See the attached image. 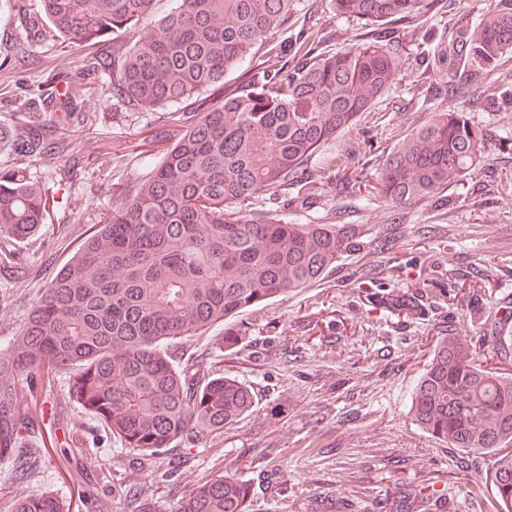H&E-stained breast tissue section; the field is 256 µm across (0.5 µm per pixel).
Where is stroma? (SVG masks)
I'll return each instance as SVG.
<instances>
[{
  "label": "stroma",
  "instance_id": "1",
  "mask_svg": "<svg viewBox=\"0 0 512 512\" xmlns=\"http://www.w3.org/2000/svg\"><path fill=\"white\" fill-rule=\"evenodd\" d=\"M298 7L330 33L328 48L351 47L364 29L337 16L331 0H299ZM39 12L40 0H0V126H10L22 109L17 77L37 86L57 72L69 74V91L90 120L68 147L70 166L42 158L30 168L35 179L65 192L50 220L17 244L13 264L0 270V354L9 352L41 289L111 210L115 187L150 178L162 159L150 136L173 139L176 117L197 109L182 102L156 112L129 110L112 76L84 71L86 57L111 54V43L73 46L30 36L24 18ZM476 12L475 0H436L424 16L396 28L404 39L423 28L444 41ZM450 82L447 68L429 74L420 59L404 61L389 93L308 165L315 171L332 159L374 181L377 164L401 138L433 112L463 108L489 142L471 175L449 185L445 204L392 207L359 194L340 196L332 180L318 181L309 208L285 207L267 195L254 200V208L280 210L292 224L358 225L366 237L387 239L388 248L340 258L307 288L240 314L239 342L224 352L212 348L224 333L220 325L179 342V349L253 388L249 416L195 446L168 449L185 463L165 477L142 469L137 452L56 381L43 394L44 421L66 454L45 461L24 482L25 492L52 494L70 512H128L124 492L139 488L154 512H172L191 485L224 474L248 484L249 512H381L390 500L420 512H506L489 478L491 458L448 447L410 411L429 355L444 336L466 348L484 337L476 356L494 366V318L512 300V104H490L479 89L424 104L429 85L445 90ZM88 165L97 178L82 177ZM452 274L459 288L453 305L426 316L386 313L367 300L374 291L410 293L419 281L441 284ZM479 283L484 294L471 296Z\"/></svg>",
  "mask_w": 512,
  "mask_h": 512
}]
</instances>
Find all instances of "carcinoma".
Masks as SVG:
<instances>
[{"instance_id": "obj_1", "label": "carcinoma", "mask_w": 512, "mask_h": 512, "mask_svg": "<svg viewBox=\"0 0 512 512\" xmlns=\"http://www.w3.org/2000/svg\"><path fill=\"white\" fill-rule=\"evenodd\" d=\"M337 14L365 21L355 47L326 53L323 38L301 24L283 44L259 53L268 37L291 28L296 0H178L153 20L156 0H41L39 19L63 41H112V59L93 57L92 70H112L118 92L136 112L219 92L204 112L185 118L151 178L119 193L70 263L46 285L11 349L0 357V456L14 466L15 512H69L49 493L25 495L24 480L56 447L28 446L31 419L21 412L19 385L34 394L65 377L68 395L102 422L143 465L169 474L160 460L174 443L222 434L252 412L254 393L242 381L179 362L170 347L290 291L305 287L345 253L361 250L352 224H290L249 208L262 192L305 206L312 181L298 173L336 135L352 126L394 85L398 72L392 21L428 11L431 0H332ZM415 54L448 63L453 78L486 86L512 58V0L484 9L446 45L412 35ZM250 67L233 87L224 75ZM14 113L11 165L0 169V268L13 263L12 244L32 236L56 205L55 192L34 179L30 164L65 154L36 120L55 114L62 129L81 130L86 115L68 90L32 93ZM485 131L463 109L436 112L405 135L376 175L367 196L386 204L439 199L475 169ZM377 309L423 316L456 297V288L418 284L409 295L371 292ZM502 363L512 361V336L493 337ZM415 420L452 448L495 458L493 486L512 504V373L481 366L447 340L436 347L411 403ZM249 488L233 476L200 483L175 512H246Z\"/></svg>"}]
</instances>
